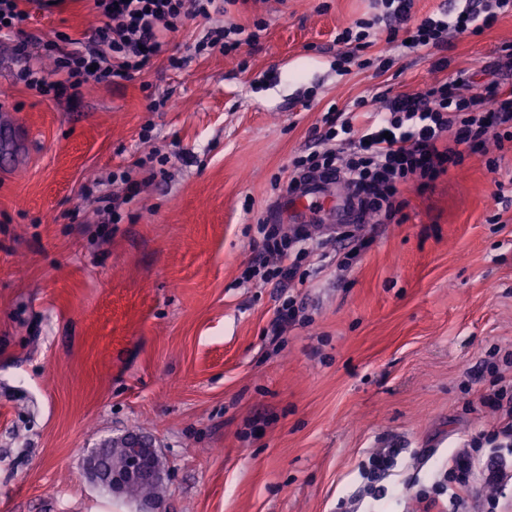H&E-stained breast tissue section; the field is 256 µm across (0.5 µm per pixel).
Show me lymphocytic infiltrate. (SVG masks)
Returning <instances> with one entry per match:
<instances>
[{"label": "lymphocytic infiltrate", "mask_w": 512, "mask_h": 512, "mask_svg": "<svg viewBox=\"0 0 512 512\" xmlns=\"http://www.w3.org/2000/svg\"><path fill=\"white\" fill-rule=\"evenodd\" d=\"M20 2L0 0V38L13 40L21 64L17 80L40 96L58 98L68 91L80 95L93 82L118 85L132 80L161 55L171 66H180V58L167 53L171 36L187 20L209 17L214 0H91L99 18L94 48L57 34L43 44L54 62L49 71L32 61L33 41L26 34L30 14ZM375 4L378 13L371 21L357 20L337 32L339 75L355 67L387 72L393 51L442 49L450 36L481 34L500 15L512 14V0H464L461 10L441 7L419 18L414 0ZM257 41L255 31L232 24L207 29L193 48L198 54L216 50L233 56ZM375 46L379 57H366V50ZM511 69L512 45L506 44L494 64L456 71L419 92L392 95L384 90L369 100L360 97L341 108L329 106L313 129L315 150L291 162L287 192H296L306 178L336 174L368 221L400 224L405 220L406 186L424 191L470 155L485 157L489 172L498 173L492 152L512 143V85L500 74ZM256 224L261 249L243 277L286 290L267 330L275 338L306 319L295 295L307 280L300 271L302 260L313 257L321 269H343L370 245L369 238L350 230L315 242L301 226L287 233L264 217ZM484 366L494 384L479 394L478 402L497 411L493 428L451 453L435 469L431 483L422 486L413 478L394 480L400 449H374L360 469L358 492L339 499L338 512H358L365 499L380 501L404 489L414 490L423 512H512L504 495L512 482V378L504 373L512 368V350L491 351Z\"/></svg>", "instance_id": "obj_1"}]
</instances>
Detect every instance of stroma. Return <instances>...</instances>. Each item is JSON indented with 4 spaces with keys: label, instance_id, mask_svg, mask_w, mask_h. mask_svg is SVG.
Instances as JSON below:
<instances>
[{
    "label": "stroma",
    "instance_id": "1",
    "mask_svg": "<svg viewBox=\"0 0 512 512\" xmlns=\"http://www.w3.org/2000/svg\"><path fill=\"white\" fill-rule=\"evenodd\" d=\"M28 8L44 41L97 25L87 0ZM373 12V0L214 10L171 39L181 69L161 56L73 103L25 89L0 43V512H136L83 471L132 428L171 470L166 512H336L373 449L427 450L429 467L400 464L425 480L493 423L475 392L492 382L477 373L489 350L512 348V149L497 154L502 186L472 155L408 190L404 223L376 226L347 270L310 275L311 322L278 343L277 289L241 280L256 218L293 227L273 179L288 180L330 104L388 82L336 73L337 30ZM258 19L239 59L195 55L203 29ZM509 43L510 14L449 48L395 53L388 83L409 93ZM155 150L165 173L135 168ZM120 167L143 189L121 223H99L95 198Z\"/></svg>",
    "mask_w": 512,
    "mask_h": 512
}]
</instances>
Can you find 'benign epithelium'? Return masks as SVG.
I'll use <instances>...</instances> for the list:
<instances>
[{"label": "benign epithelium", "mask_w": 512, "mask_h": 512, "mask_svg": "<svg viewBox=\"0 0 512 512\" xmlns=\"http://www.w3.org/2000/svg\"><path fill=\"white\" fill-rule=\"evenodd\" d=\"M112 446L122 462L105 473L101 466L103 449ZM85 474L97 488L108 491L114 497L126 496L133 486L166 484L169 468L164 464L154 442L147 436L131 431L112 440V444L94 450L85 461Z\"/></svg>", "instance_id": "benign-epithelium-1"}]
</instances>
